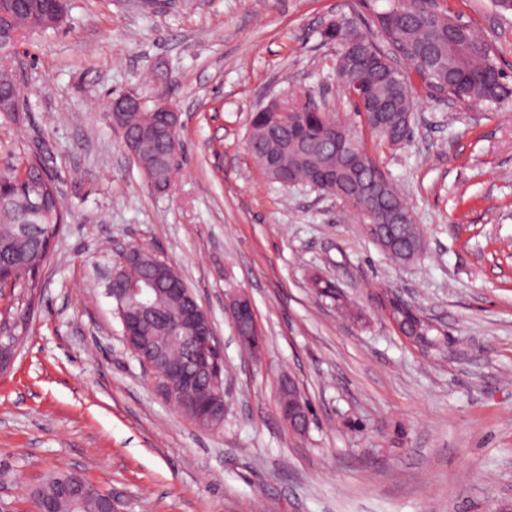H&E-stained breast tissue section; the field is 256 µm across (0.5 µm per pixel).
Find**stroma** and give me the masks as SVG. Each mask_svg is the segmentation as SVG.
Returning a JSON list of instances; mask_svg holds the SVG:
<instances>
[{"mask_svg":"<svg viewBox=\"0 0 512 512\" xmlns=\"http://www.w3.org/2000/svg\"><path fill=\"white\" fill-rule=\"evenodd\" d=\"M493 44L512 79V14L437 0ZM388 0H67L59 27L12 51L21 117L0 118V173L41 152L69 210L12 369L0 375L11 492L83 474L122 512H512V96L472 111L416 94L406 142L364 141L423 230L390 261L339 199L271 180L248 151L253 112L290 93L355 130L332 23L376 37ZM132 91L180 114V166L150 188L106 112ZM175 265L224 360V424L196 427L127 349L106 288L114 246ZM361 313L340 317L312 275ZM245 289L265 340L246 355L224 310ZM395 289L451 346L408 343ZM291 381L304 434L279 409Z\"/></svg>","mask_w":512,"mask_h":512,"instance_id":"stroma-1","label":"stroma"}]
</instances>
